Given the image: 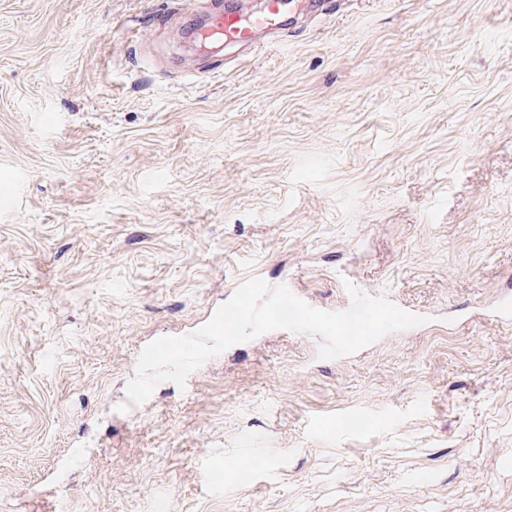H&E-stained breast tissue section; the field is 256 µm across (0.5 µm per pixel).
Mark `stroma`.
Segmentation results:
<instances>
[{
  "mask_svg": "<svg viewBox=\"0 0 512 512\" xmlns=\"http://www.w3.org/2000/svg\"><path fill=\"white\" fill-rule=\"evenodd\" d=\"M328 2L196 56L207 0H0V512H512V0ZM246 272L427 321L118 412Z\"/></svg>",
  "mask_w": 512,
  "mask_h": 512,
  "instance_id": "1",
  "label": "stroma"
}]
</instances>
